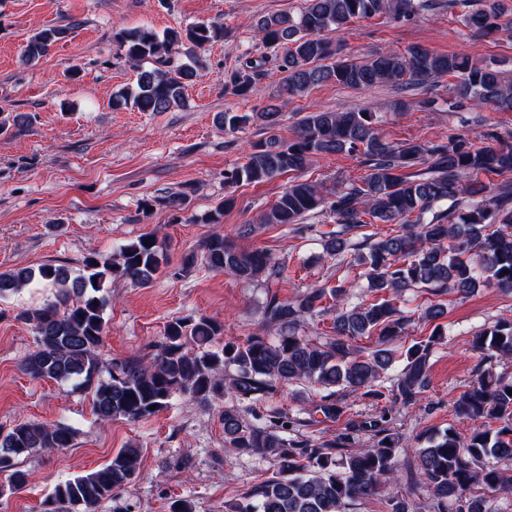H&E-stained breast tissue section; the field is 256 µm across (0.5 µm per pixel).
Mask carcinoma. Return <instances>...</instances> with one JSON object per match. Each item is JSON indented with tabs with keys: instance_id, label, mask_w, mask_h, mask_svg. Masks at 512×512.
<instances>
[{
	"instance_id": "cac0c4a2",
	"label": "carcinoma",
	"mask_w": 512,
	"mask_h": 512,
	"mask_svg": "<svg viewBox=\"0 0 512 512\" xmlns=\"http://www.w3.org/2000/svg\"><path fill=\"white\" fill-rule=\"evenodd\" d=\"M433 6L432 0H305L296 15L278 13L254 22L262 44L282 50L281 79L275 98L302 96L315 87L336 84L369 89L390 84L400 92L427 90L445 76L457 82L448 91V111L466 103L486 104L496 112H512V77L486 62L461 53H434L419 45L403 53L356 61L340 56L327 33L386 13L401 20ZM463 22L473 32L512 28V15L502 0H470ZM72 26L49 24L33 34L22 61L31 64L69 37ZM224 37V24L212 22L158 33L148 26L123 28L113 34L119 50L137 72L134 86L112 95V108L167 112L185 104L187 87L202 76L198 50ZM254 60L243 62L225 79V89L246 99L254 94L259 77ZM259 122L267 137L250 144L245 163L224 173V183L260 184L284 174L302 173L316 157L347 153L363 157L367 174L341 188L317 183L288 182L261 224H299L315 211H329L342 226L323 249L331 257L353 252L355 265L371 302L346 306V289L310 288L295 299L273 294L264 307V321L280 330L271 341L259 334L245 342L226 340L224 325L212 318H176L166 324L163 340L146 357L111 360L102 367L99 351L111 302L108 285L118 279L148 286L168 264L157 238L146 234L118 247L115 257L91 253L78 271L64 265L13 268L0 272V300L25 288L55 290L54 300L21 310L16 319L32 325L36 347L23 366L34 378L70 382L93 392V406L101 425L114 420L140 421L168 407L177 394L207 405L231 395L256 403L282 386L310 383L328 391L316 405L327 420L344 414L334 388L364 390L378 397V382L401 366L390 389L393 402L405 407L422 400L430 384L429 360L443 331L405 349L392 348L409 331L411 319L396 304L405 293L423 289L433 295L464 298L478 287L512 291V143L498 135L495 144L478 146L455 136L446 143L412 140L392 144L377 128L371 112H309L295 122L292 138L279 133L281 107L268 103L257 112H224L218 125L236 130ZM502 177L487 184L483 177ZM235 199L193 219L197 224H221ZM186 195L157 197L145 203L181 210ZM403 224L396 235L366 239L359 245L345 238L364 224ZM202 264L237 280H275L281 267L264 250L240 251L216 231L202 248L185 255L183 265ZM334 304H326V300ZM336 310L329 334H300L306 317ZM377 335V345L365 354L356 340ZM471 348L485 359L512 360V320L499 319L479 329ZM512 379L487 372L468 386L457 400L458 418L473 424L461 435L453 428L425 438L418 460L400 473L401 439L388 426V410L349 419L331 439L286 438L301 420L271 407L266 423L255 425L235 407L224 409V444L241 453H258L277 461L278 469L244 494L233 512H347L356 501L368 502L390 480L406 479V494L386 500L388 512H424L415 498L425 489L434 512H500L494 494L512 491ZM155 409H150V406ZM366 434L371 445L352 446L353 435ZM76 431L68 425L22 420L0 429V471L9 472L8 488L0 496L26 487L27 470L17 459L39 450L70 448ZM142 449H119L104 466L54 485L44 512H98L141 473Z\"/></svg>"
}]
</instances>
